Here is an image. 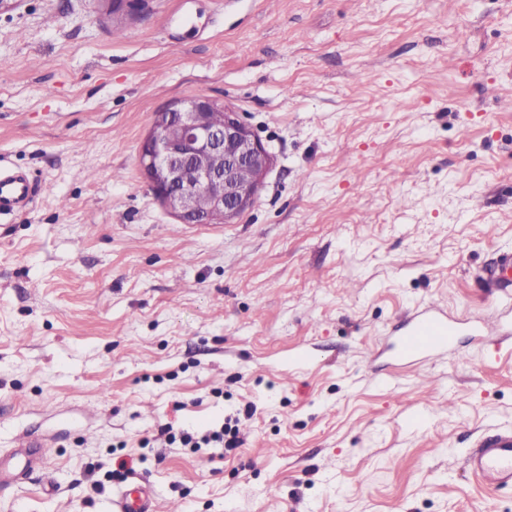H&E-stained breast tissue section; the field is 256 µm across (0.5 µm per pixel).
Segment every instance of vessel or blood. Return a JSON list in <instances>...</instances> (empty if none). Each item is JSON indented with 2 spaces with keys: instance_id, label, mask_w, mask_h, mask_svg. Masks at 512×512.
<instances>
[{
  "instance_id": "1",
  "label": "vessel or blood",
  "mask_w": 512,
  "mask_h": 512,
  "mask_svg": "<svg viewBox=\"0 0 512 512\" xmlns=\"http://www.w3.org/2000/svg\"><path fill=\"white\" fill-rule=\"evenodd\" d=\"M33 198L34 188L25 172L0 167V217L26 208ZM485 284L495 292L512 294V251L498 254L494 266L486 272ZM464 332L492 345L512 335V321L496 317L466 326L450 318L446 308L431 303L408 320L394 359L411 362L445 351ZM466 467L473 478L487 486H512V431L481 437L467 454ZM112 510L155 512L153 492L145 484L133 483L113 501Z\"/></svg>"
}]
</instances>
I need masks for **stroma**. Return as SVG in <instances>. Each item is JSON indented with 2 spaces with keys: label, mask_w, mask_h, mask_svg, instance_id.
<instances>
[{
  "label": "stroma",
  "mask_w": 512,
  "mask_h": 512,
  "mask_svg": "<svg viewBox=\"0 0 512 512\" xmlns=\"http://www.w3.org/2000/svg\"><path fill=\"white\" fill-rule=\"evenodd\" d=\"M202 96L274 157L230 224H185L138 151ZM512 0H107L0 5V512H512L464 459L512 430V338L394 367L435 302L512 315ZM253 417H239L247 403ZM238 418L243 443L190 448ZM171 428V440L158 436ZM34 187L25 172L0 164V219L26 208L34 198ZM485 284L497 293L512 294V251L498 254L494 266L486 271ZM16 445L18 449L17 458L24 467H29L35 464L40 456V448H44V445L35 440L29 439L26 433L20 434ZM113 512H155V499L149 486L133 483L112 502Z\"/></svg>",
  "instance_id": "1"
}]
</instances>
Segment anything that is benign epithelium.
I'll return each mask as SVG.
<instances>
[{
    "label": "benign epithelium",
    "instance_id": "7a95c632",
    "mask_svg": "<svg viewBox=\"0 0 512 512\" xmlns=\"http://www.w3.org/2000/svg\"><path fill=\"white\" fill-rule=\"evenodd\" d=\"M217 103L188 96L155 114L138 157L151 190L185 224L230 223L251 207L273 165V157L244 124L224 107L215 125ZM210 194L207 212L197 208L198 193Z\"/></svg>",
    "mask_w": 512,
    "mask_h": 512
}]
</instances>
